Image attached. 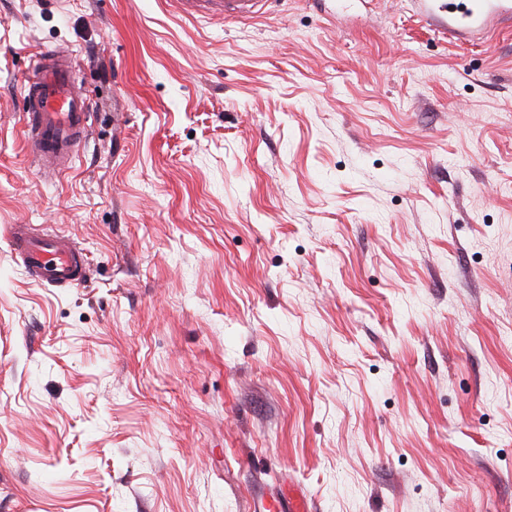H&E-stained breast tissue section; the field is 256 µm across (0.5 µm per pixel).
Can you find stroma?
<instances>
[{
    "mask_svg": "<svg viewBox=\"0 0 512 512\" xmlns=\"http://www.w3.org/2000/svg\"><path fill=\"white\" fill-rule=\"evenodd\" d=\"M418 0H0V512H512V27ZM92 98L70 171L26 71ZM12 224L83 249L28 276ZM277 0H166L179 15L197 21L256 20ZM424 15L430 23L442 24L451 38L475 41L486 39L501 26L511 25L512 1L448 0L443 11L430 3ZM34 81L24 83V138L30 155L53 175L72 165L92 116L89 96L74 92V61L64 50L43 51ZM14 252L28 276L51 288H75L87 277V262L82 249L64 233L29 224H12L9 230ZM248 512H309L310 503L307 496L298 489L288 486V491L280 489L273 493L271 500L257 499Z\"/></svg>",
    "mask_w": 512,
    "mask_h": 512,
    "instance_id": "obj_1",
    "label": "stroma"
}]
</instances>
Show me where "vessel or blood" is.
I'll return each instance as SVG.
<instances>
[{
  "instance_id": "1",
  "label": "vessel or blood",
  "mask_w": 512,
  "mask_h": 512,
  "mask_svg": "<svg viewBox=\"0 0 512 512\" xmlns=\"http://www.w3.org/2000/svg\"><path fill=\"white\" fill-rule=\"evenodd\" d=\"M274 0H166L179 15L197 21L256 20ZM427 21L443 25L450 37L475 41L512 23V0H448L445 9L429 7ZM35 80L25 82L24 138L30 155L52 174L70 168L85 140L92 116L88 96L74 92V61L63 50L42 52L34 63ZM14 252L28 276L51 288H75L87 277L81 248L64 233L14 224L9 230ZM249 512H310L307 496L291 488L272 499L256 500Z\"/></svg>"
}]
</instances>
